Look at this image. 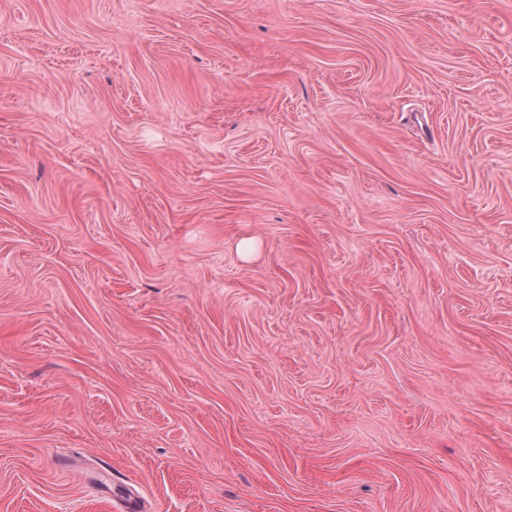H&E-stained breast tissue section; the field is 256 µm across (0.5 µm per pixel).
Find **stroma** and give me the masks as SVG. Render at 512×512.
Returning <instances> with one entry per match:
<instances>
[{"instance_id": "stroma-1", "label": "stroma", "mask_w": 512, "mask_h": 512, "mask_svg": "<svg viewBox=\"0 0 512 512\" xmlns=\"http://www.w3.org/2000/svg\"><path fill=\"white\" fill-rule=\"evenodd\" d=\"M131 497L512 512V0H0V512Z\"/></svg>"}]
</instances>
